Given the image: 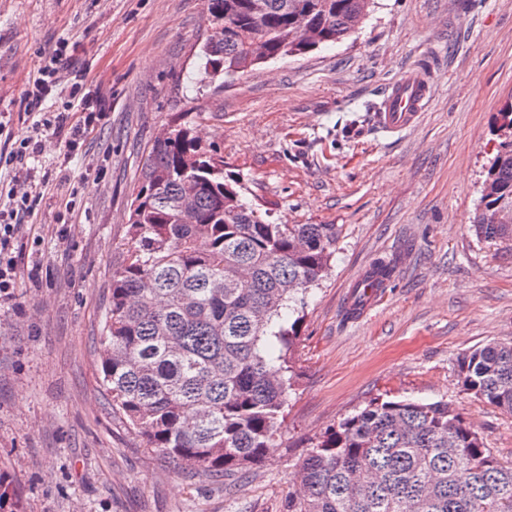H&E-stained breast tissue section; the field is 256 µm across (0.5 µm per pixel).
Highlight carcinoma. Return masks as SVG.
<instances>
[{"label":"carcinoma","instance_id":"1","mask_svg":"<svg viewBox=\"0 0 512 512\" xmlns=\"http://www.w3.org/2000/svg\"><path fill=\"white\" fill-rule=\"evenodd\" d=\"M207 0L217 38L203 42L204 73L217 80L252 67L247 47L265 39L278 59L335 44L356 31L365 0ZM308 16L321 39L301 41L291 17ZM147 150L130 204L132 244L118 269L101 336L102 384L112 410L176 464L215 482L258 464L291 389L297 315L327 275L334 224H273L242 206L224 211V165L185 126ZM497 152L487 167L474 230L512 241V103L501 109ZM197 180L194 224L180 221L184 181ZM475 398L512 414V341L457 359ZM303 495L285 512H512V464L445 401H370L319 438L297 464Z\"/></svg>","mask_w":512,"mask_h":512}]
</instances>
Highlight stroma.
I'll list each match as a JSON object with an SVG mask.
<instances>
[{
  "label": "stroma",
  "instance_id": "stroma-1",
  "mask_svg": "<svg viewBox=\"0 0 512 512\" xmlns=\"http://www.w3.org/2000/svg\"><path fill=\"white\" fill-rule=\"evenodd\" d=\"M205 0H0V153L74 86L102 114L69 158L0 171V206L33 171L43 199L13 241L0 291V512H284L312 443L374 399L448 402L512 463V414L464 390L459 355L512 341V242L471 227L512 101V0H374L355 33L218 86L201 80ZM66 43L41 112L23 99ZM434 59L432 101L396 135L374 116L389 82ZM192 128L244 201L276 224H334L336 257L312 289L293 350L294 390L262 462L225 484L179 469L113 412L100 337L129 208L164 127ZM393 265L384 301L357 317L360 275Z\"/></svg>",
  "mask_w": 512,
  "mask_h": 512
}]
</instances>
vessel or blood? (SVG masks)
Listing matches in <instances>:
<instances>
[{
    "mask_svg": "<svg viewBox=\"0 0 512 512\" xmlns=\"http://www.w3.org/2000/svg\"><path fill=\"white\" fill-rule=\"evenodd\" d=\"M432 66L431 56H424L386 89L382 104L375 114L380 130L399 133L417 124L433 95Z\"/></svg>",
    "mask_w": 512,
    "mask_h": 512,
    "instance_id": "1",
    "label": "vessel or blood"
}]
</instances>
